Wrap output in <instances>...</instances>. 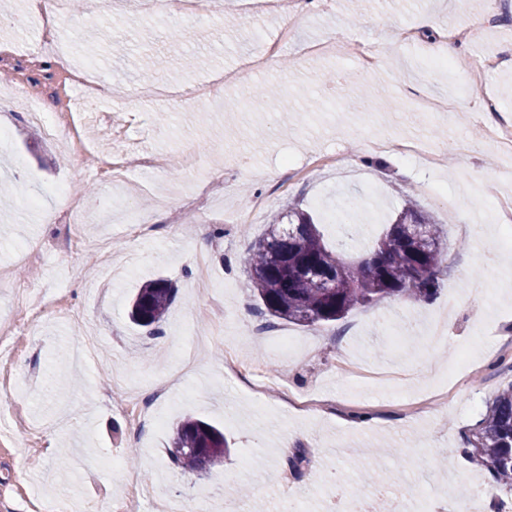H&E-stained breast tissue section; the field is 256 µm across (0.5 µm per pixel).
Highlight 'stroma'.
Instances as JSON below:
<instances>
[{
	"label": "stroma",
	"mask_w": 512,
	"mask_h": 512,
	"mask_svg": "<svg viewBox=\"0 0 512 512\" xmlns=\"http://www.w3.org/2000/svg\"><path fill=\"white\" fill-rule=\"evenodd\" d=\"M94 2L66 0L56 34L107 76L112 92L101 95L100 110L135 115L128 136L139 149L125 160L133 194L102 164L112 145L101 131L82 129L78 147L43 136L25 101L38 98L66 119L76 97L71 68L47 61L43 22L23 0H0L11 18L0 26V128L11 141L0 167L13 173L9 194L0 195V266L11 271L0 282V317L27 323L0 349V382L9 385L0 397V503L11 512H104L132 473L211 512H254L258 501L278 512L304 486L300 512H330L336 488L324 475L335 472L349 490L388 488L406 512H423L428 497L470 512L471 490L490 475L464 438L512 383V354L496 355L512 337V296L498 288L512 222L490 216L498 199L512 197V161L470 115L482 90L497 112L512 115V69L450 70L435 64L434 46L442 31L480 26L488 0H319L295 39L346 38L345 57L305 58L285 47L277 68L255 75L251 94L193 112L170 111L159 84L185 94L235 70L277 35L280 17H235L225 0H209V17L149 20L134 0L110 15ZM406 26L416 39L393 43L391 30ZM360 46L377 55L375 70L361 64ZM419 135L447 145L438 168L368 148L373 139ZM461 135L471 144L463 154L451 149ZM144 152L176 165L158 178L142 166ZM323 154L337 156L335 168L293 179L295 168ZM61 181L68 194L31 209L30 196ZM259 195L268 202L252 223H234ZM74 197L82 213L73 247L62 250L58 227ZM409 198L447 239L448 270L431 302L388 299L314 329L262 315L246 258L289 205L309 212L325 242L354 259ZM349 203L362 224L347 238L331 215ZM133 218L151 225L147 237H132ZM200 253L204 290L195 286ZM159 277L178 294L152 337L130 321L128 306ZM58 290L74 319H34L18 303L24 292ZM89 321L102 331L90 363L74 354ZM230 351L262 366L272 391L255 394L227 372ZM345 353L371 377L339 371ZM443 368L462 380L452 421L432 410L405 418V408L436 394ZM160 379L168 389L156 399L149 383ZM298 393L323 404L299 413L288 403ZM134 398L150 401L153 413L136 429L123 411ZM187 415L219 428L231 445L221 466L199 476L168 458Z\"/></svg>",
	"instance_id": "obj_1"
}]
</instances>
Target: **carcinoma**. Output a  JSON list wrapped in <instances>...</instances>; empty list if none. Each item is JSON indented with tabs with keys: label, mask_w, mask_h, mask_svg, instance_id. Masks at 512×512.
I'll use <instances>...</instances> for the list:
<instances>
[{
	"label": "carcinoma",
	"mask_w": 512,
	"mask_h": 512,
	"mask_svg": "<svg viewBox=\"0 0 512 512\" xmlns=\"http://www.w3.org/2000/svg\"><path fill=\"white\" fill-rule=\"evenodd\" d=\"M422 227L437 248L418 249L409 230ZM442 226L413 201L403 206L372 248L357 261L328 247L312 217L288 209V226H272L251 251L253 291L264 315L307 327L336 322L350 312L390 298L414 303L433 299L443 273ZM177 290L157 278L136 293L131 317L149 335L159 325ZM472 454L501 494H512V384L497 392L484 417L467 436ZM228 441L217 427L187 417L176 427L169 460L176 467L205 472L224 462Z\"/></svg>",
	"instance_id": "carcinoma-1"
}]
</instances>
